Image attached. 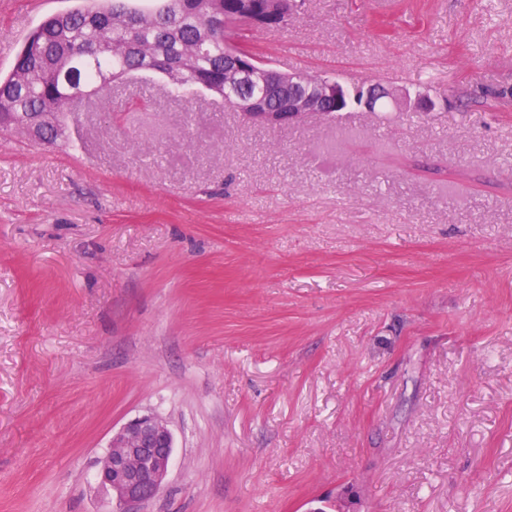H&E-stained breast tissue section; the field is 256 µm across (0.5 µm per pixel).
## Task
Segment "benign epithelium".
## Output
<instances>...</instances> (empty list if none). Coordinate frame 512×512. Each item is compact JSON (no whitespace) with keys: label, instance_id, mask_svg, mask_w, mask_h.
Returning a JSON list of instances; mask_svg holds the SVG:
<instances>
[{"label":"benign epithelium","instance_id":"7a95c632","mask_svg":"<svg viewBox=\"0 0 512 512\" xmlns=\"http://www.w3.org/2000/svg\"><path fill=\"white\" fill-rule=\"evenodd\" d=\"M266 67L245 59L236 47L224 53V97L227 102L252 120L275 124L301 119L309 114L342 112L346 86L339 77L322 79L307 73H279L278 93L284 111L268 108L266 93L256 92L245 98L237 94L239 85L264 80ZM387 101L395 107L414 106L431 112L439 106L428 90L415 95L389 82L366 84L359 102L368 112L377 111ZM173 454V435L168 423L155 414L135 418L112 432L104 455L97 461V481L109 493L113 512H138V506L155 498L163 489Z\"/></svg>","mask_w":512,"mask_h":512}]
</instances>
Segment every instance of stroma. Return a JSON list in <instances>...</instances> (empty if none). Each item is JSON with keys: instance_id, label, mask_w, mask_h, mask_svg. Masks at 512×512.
I'll use <instances>...</instances> for the list:
<instances>
[{"instance_id": "obj_1", "label": "stroma", "mask_w": 512, "mask_h": 512, "mask_svg": "<svg viewBox=\"0 0 512 512\" xmlns=\"http://www.w3.org/2000/svg\"><path fill=\"white\" fill-rule=\"evenodd\" d=\"M73 0H0V73ZM240 42L443 104L285 124L159 74L69 142L0 130V512H512V0H305ZM168 423L155 414L135 418L112 432L97 461V481L109 493L107 512H139L163 489L173 454Z\"/></svg>"}]
</instances>
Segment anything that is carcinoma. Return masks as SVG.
Listing matches in <instances>:
<instances>
[{
	"mask_svg": "<svg viewBox=\"0 0 512 512\" xmlns=\"http://www.w3.org/2000/svg\"><path fill=\"white\" fill-rule=\"evenodd\" d=\"M245 0H84L47 17L26 39L12 71L0 78V128L41 117L52 145L68 138V115L86 102L112 112V83L158 72L188 97H224V48L243 20Z\"/></svg>",
	"mask_w": 512,
	"mask_h": 512,
	"instance_id": "cac0c4a2",
	"label": "carcinoma"
}]
</instances>
